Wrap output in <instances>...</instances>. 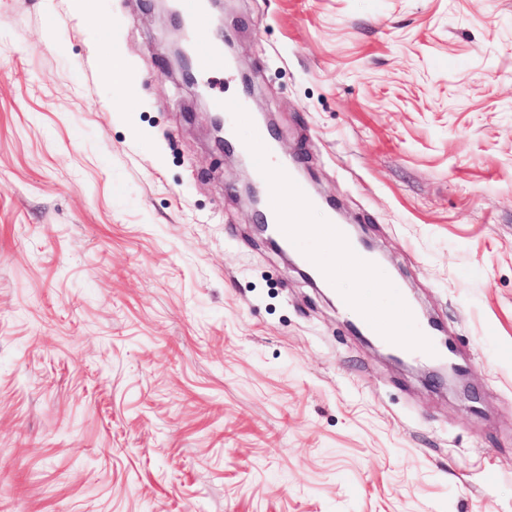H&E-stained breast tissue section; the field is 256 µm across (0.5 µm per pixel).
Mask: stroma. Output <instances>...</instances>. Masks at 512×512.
<instances>
[{
  "instance_id": "stroma-1",
  "label": "stroma",
  "mask_w": 512,
  "mask_h": 512,
  "mask_svg": "<svg viewBox=\"0 0 512 512\" xmlns=\"http://www.w3.org/2000/svg\"><path fill=\"white\" fill-rule=\"evenodd\" d=\"M225 13L223 92L385 260L343 285L408 292L477 398L255 231L149 0H0V512H512V0ZM112 55V64L108 71V80L112 83L113 90L117 95H123L126 87H125V62L124 58L121 56V50L114 46L112 48V44L110 46ZM118 54V55H115ZM358 317L361 323L374 333L380 342L384 343L387 341H394L404 346V352L406 355L416 354L419 357L427 358L429 360H435L441 356L440 349L433 342H430L428 337L423 345L415 347L413 345H405L403 341L392 336L386 326L373 319L372 310L365 307L364 302L362 308L359 310Z\"/></svg>"
}]
</instances>
